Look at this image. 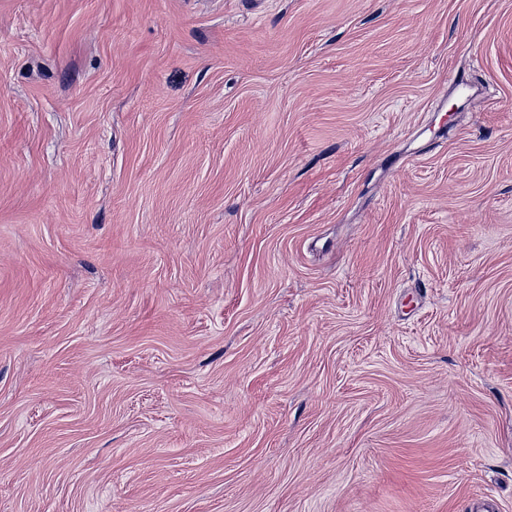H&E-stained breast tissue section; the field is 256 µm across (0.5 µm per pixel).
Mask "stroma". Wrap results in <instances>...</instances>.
<instances>
[{
  "mask_svg": "<svg viewBox=\"0 0 512 512\" xmlns=\"http://www.w3.org/2000/svg\"><path fill=\"white\" fill-rule=\"evenodd\" d=\"M512 512V0H0V512Z\"/></svg>",
  "mask_w": 512,
  "mask_h": 512,
  "instance_id": "stroma-1",
  "label": "stroma"
}]
</instances>
